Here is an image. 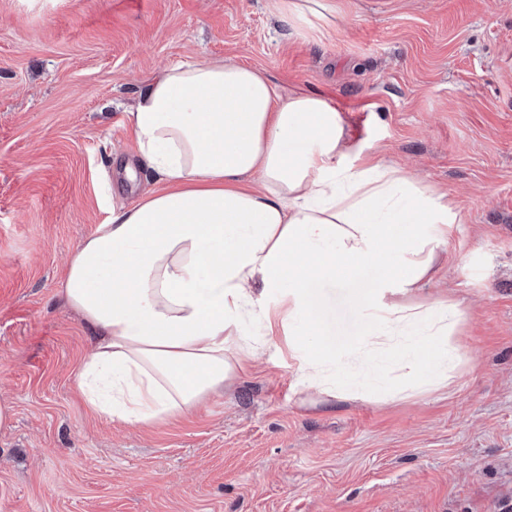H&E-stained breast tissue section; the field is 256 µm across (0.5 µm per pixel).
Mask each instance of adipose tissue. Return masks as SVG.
<instances>
[{
	"mask_svg": "<svg viewBox=\"0 0 512 512\" xmlns=\"http://www.w3.org/2000/svg\"><path fill=\"white\" fill-rule=\"evenodd\" d=\"M137 166L156 189L113 208L69 259L62 292L95 332L79 374L92 409L149 426L202 406L246 373L261 350L241 329L302 324L291 346L318 386L323 368L345 374L339 352L320 342L314 283L357 281L381 270L358 304L357 348L409 329L390 356L422 381H448L457 322L444 301L406 306L398 293L433 275L453 213L446 193L398 168L343 147L337 108L283 92L257 69L227 61L171 66L154 74L126 114ZM283 297L272 315L268 293Z\"/></svg>",
	"mask_w": 512,
	"mask_h": 512,
	"instance_id": "ef3b65f1",
	"label": "adipose tissue"
}]
</instances>
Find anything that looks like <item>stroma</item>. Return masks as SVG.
Segmentation results:
<instances>
[{
    "instance_id": "obj_1",
    "label": "stroma",
    "mask_w": 512,
    "mask_h": 512,
    "mask_svg": "<svg viewBox=\"0 0 512 512\" xmlns=\"http://www.w3.org/2000/svg\"><path fill=\"white\" fill-rule=\"evenodd\" d=\"M0 0V512H499L512 505V0ZM232 59L329 100L344 144L447 193L435 274L448 385L305 386L278 334L194 416L108 422L77 379L95 335L61 281L78 243L153 180L125 177L135 90ZM362 286L318 282L321 339L354 349Z\"/></svg>"
}]
</instances>
